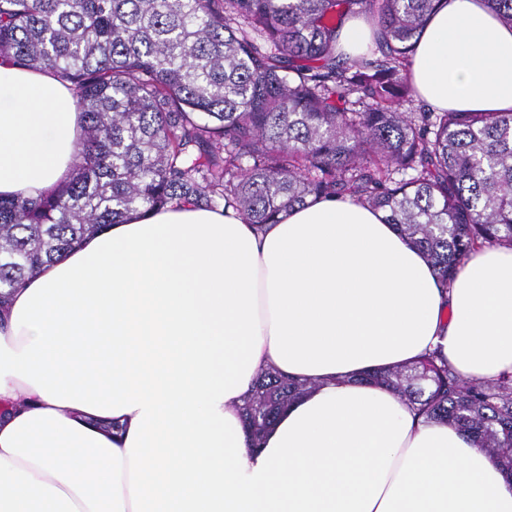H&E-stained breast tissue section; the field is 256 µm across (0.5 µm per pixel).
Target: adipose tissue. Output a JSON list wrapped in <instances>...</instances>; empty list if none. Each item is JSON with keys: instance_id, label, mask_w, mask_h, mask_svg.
<instances>
[{"instance_id": "adipose-tissue-1", "label": "adipose tissue", "mask_w": 512, "mask_h": 512, "mask_svg": "<svg viewBox=\"0 0 512 512\" xmlns=\"http://www.w3.org/2000/svg\"><path fill=\"white\" fill-rule=\"evenodd\" d=\"M409 75L435 111L512 112V27L443 0ZM82 114L48 71L0 63V195L71 172ZM440 350L512 374V248L443 287L382 213L320 198L278 223L127 216L0 306V512H512V474L366 374ZM314 390L253 441L259 373Z\"/></svg>"}]
</instances>
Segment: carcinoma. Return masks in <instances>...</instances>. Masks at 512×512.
I'll return each instance as SVG.
<instances>
[{
  "mask_svg": "<svg viewBox=\"0 0 512 512\" xmlns=\"http://www.w3.org/2000/svg\"><path fill=\"white\" fill-rule=\"evenodd\" d=\"M441 0H0V59L72 84L68 179L0 197V304L41 265L131 212L195 204L272 224L311 198L386 214L442 285L476 248H512V112L414 109L410 57ZM512 25V0H487ZM369 13L374 47L336 50ZM512 472V375L468 379L440 350L366 377ZM261 372L255 441L314 389Z\"/></svg>",
  "mask_w": 512,
  "mask_h": 512,
  "instance_id": "1",
  "label": "carcinoma"
}]
</instances>
